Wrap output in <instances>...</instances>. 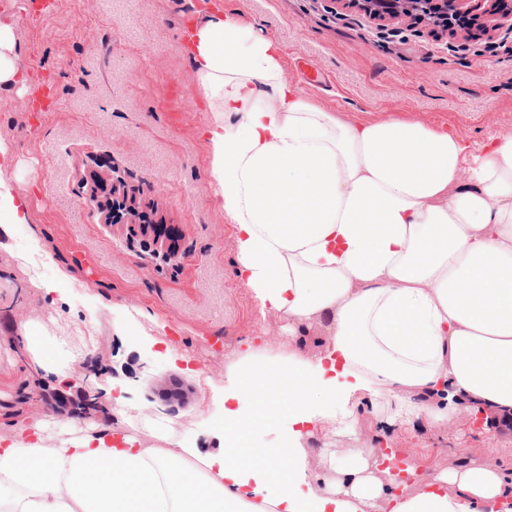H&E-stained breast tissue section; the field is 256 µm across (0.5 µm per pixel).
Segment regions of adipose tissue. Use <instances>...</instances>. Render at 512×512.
Listing matches in <instances>:
<instances>
[{"instance_id": "obj_1", "label": "adipose tissue", "mask_w": 512, "mask_h": 512, "mask_svg": "<svg viewBox=\"0 0 512 512\" xmlns=\"http://www.w3.org/2000/svg\"><path fill=\"white\" fill-rule=\"evenodd\" d=\"M210 119L201 131L236 275L295 336L325 327L316 362L300 351L228 367L222 444L213 452L84 435L0 437V512H512L496 466L443 471L416 493L384 487L368 448L328 456L334 480L310 487L306 425L336 415L354 429L368 398L390 428L448 418L456 401L512 419V138L467 151L454 132L397 118L352 124L283 77L282 47L216 7L184 33ZM13 24L0 21V90L24 93ZM0 139V223L30 221L28 193ZM25 371L64 380L86 340L45 343L20 323ZM273 424L274 448H240Z\"/></svg>"}]
</instances>
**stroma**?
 Here are the masks:
<instances>
[{"mask_svg":"<svg viewBox=\"0 0 512 512\" xmlns=\"http://www.w3.org/2000/svg\"><path fill=\"white\" fill-rule=\"evenodd\" d=\"M257 20L283 51L285 79L325 111L352 123L396 117L456 132L469 149L488 137L512 138V52L502 32L370 20L343 0H214ZM197 0H56L54 12L17 21L28 78L48 73L56 106L31 122L24 98L0 90V139L14 156L11 176L32 188L30 224L15 225L0 248V436L42 425L51 439L121 431L149 440L171 420L175 445L217 448L230 360L252 348L301 349L310 360L324 330L289 336L261 311L235 276L234 229L224 219L200 137L208 119L182 51L184 21ZM40 256L38 272L27 260ZM70 281L44 285L58 270ZM155 318L147 334L118 336L114 310ZM34 320L51 338L76 335L94 320V351L73 375L93 386L123 383L129 415L102 410L63 426L44 393L76 396L53 378L32 384L23 372L17 323ZM180 400L165 404V391ZM468 409L450 423L384 430L368 399L355 406L356 436L338 421L306 438L307 466L326 476L324 452L360 445L405 458L415 483L462 465L493 464L512 474V429L476 427Z\"/></svg>","mask_w":512,"mask_h":512,"instance_id":"35a3bbf8","label":"stroma"}]
</instances>
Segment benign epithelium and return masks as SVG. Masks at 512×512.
Segmentation results:
<instances>
[{"label":"benign epithelium","mask_w":512,"mask_h":512,"mask_svg":"<svg viewBox=\"0 0 512 512\" xmlns=\"http://www.w3.org/2000/svg\"><path fill=\"white\" fill-rule=\"evenodd\" d=\"M360 6L369 18L379 21L405 18L426 22L435 27H448V14L480 15L492 30L512 31V0H350ZM101 395L96 389L80 390V400L70 415L86 417L100 408Z\"/></svg>","instance_id":"1"}]
</instances>
